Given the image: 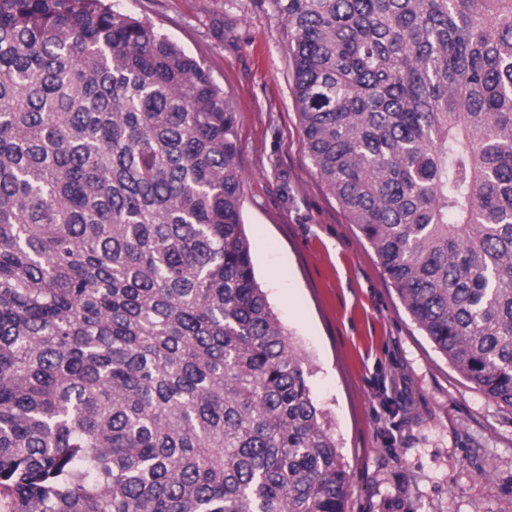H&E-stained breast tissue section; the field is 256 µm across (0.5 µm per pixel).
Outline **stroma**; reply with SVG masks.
<instances>
[{
	"label": "stroma",
	"instance_id": "35a3bbf8",
	"mask_svg": "<svg viewBox=\"0 0 512 512\" xmlns=\"http://www.w3.org/2000/svg\"><path fill=\"white\" fill-rule=\"evenodd\" d=\"M199 60L235 117L255 275L308 359L350 474L346 512H512V408L411 320L304 145L268 0H115Z\"/></svg>",
	"mask_w": 512,
	"mask_h": 512
}]
</instances>
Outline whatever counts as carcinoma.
<instances>
[{"mask_svg": "<svg viewBox=\"0 0 512 512\" xmlns=\"http://www.w3.org/2000/svg\"><path fill=\"white\" fill-rule=\"evenodd\" d=\"M322 182L512 408V0H271ZM234 112L112 0H0V512H345Z\"/></svg>", "mask_w": 512, "mask_h": 512, "instance_id": "carcinoma-1", "label": "carcinoma"}]
</instances>
